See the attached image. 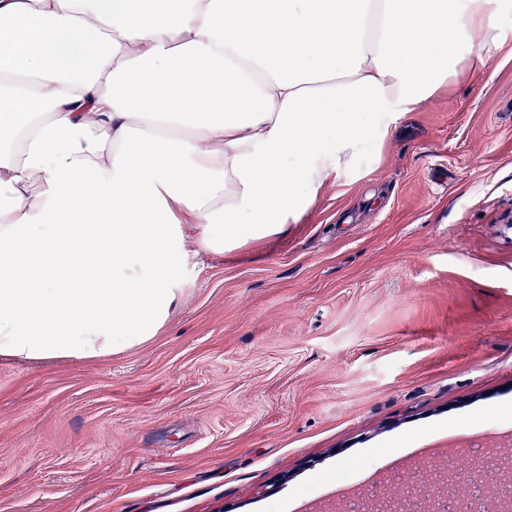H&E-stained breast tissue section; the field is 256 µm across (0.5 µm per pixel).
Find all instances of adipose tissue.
Wrapping results in <instances>:
<instances>
[{"mask_svg":"<svg viewBox=\"0 0 512 512\" xmlns=\"http://www.w3.org/2000/svg\"><path fill=\"white\" fill-rule=\"evenodd\" d=\"M507 0H0V356L151 340L184 230L299 223L392 125L481 78Z\"/></svg>","mask_w":512,"mask_h":512,"instance_id":"adipose-tissue-1","label":"adipose tissue"}]
</instances>
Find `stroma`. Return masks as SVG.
<instances>
[{
  "label": "stroma",
  "mask_w": 512,
  "mask_h": 512,
  "mask_svg": "<svg viewBox=\"0 0 512 512\" xmlns=\"http://www.w3.org/2000/svg\"><path fill=\"white\" fill-rule=\"evenodd\" d=\"M361 167L285 233L221 254L186 233L153 339L0 359V512H346L428 475L426 449L512 436V58Z\"/></svg>",
  "instance_id": "obj_1"
}]
</instances>
